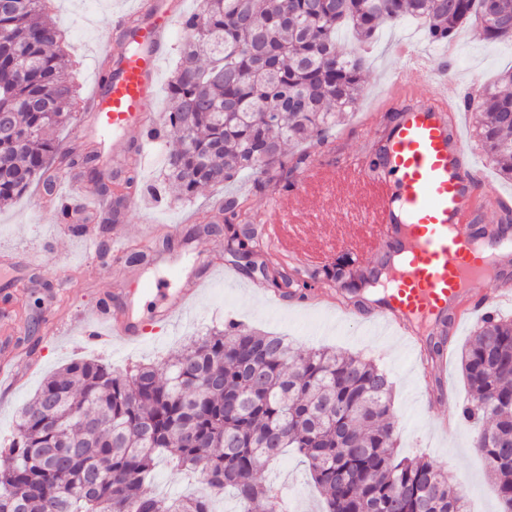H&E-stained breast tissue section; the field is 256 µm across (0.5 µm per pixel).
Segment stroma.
I'll return each instance as SVG.
<instances>
[{
	"label": "stroma",
	"mask_w": 512,
	"mask_h": 512,
	"mask_svg": "<svg viewBox=\"0 0 512 512\" xmlns=\"http://www.w3.org/2000/svg\"><path fill=\"white\" fill-rule=\"evenodd\" d=\"M132 8L131 0H51L50 16L65 35L64 50L79 96H87L102 78L101 53L112 43L113 14L128 13ZM405 41L412 52L406 63L426 68V81L451 98L465 89L478 94L499 73L512 68V42L487 41L475 23L465 25L447 48L432 42L415 21L384 23L365 48L363 91L344 124L336 129L341 137L340 152H369L381 142L380 129L360 126L359 121L375 95L406 64L394 52L395 45ZM460 120L466 144L486 177L488 191L512 202V179L502 178L481 150L473 112H461ZM336 193L330 208L307 199L297 203L294 221L303 233L305 246H315L320 237L332 234L337 211L347 212L354 224L365 220L366 203L358 184L337 185ZM223 197L220 187L203 189L191 200L179 199L170 190L158 201L135 196L110 224L109 252L105 255L98 246L57 223L41 188L31 187L16 203L0 208V298L8 300L5 314H0V361L13 358L18 369L27 372L14 388H0V440L10 436L19 410L43 379L71 360L101 359L119 370L138 362L160 363L184 348L191 337L232 318L253 329L285 336L303 352L328 347L373 360L386 369L395 385L394 411L400 424L401 453L422 455L444 464L449 476L461 484L469 512H500L484 462L472 446V430L463 427L447 434L435 430L434 418L424 404L427 393L413 371L407 350L397 338L381 334L369 322L356 321L346 313L337 314L305 300L280 302L262 296L253 289L260 275L238 271L217 275L175 322L154 323V308L176 292L182 279L198 274L199 259L227 262L223 235L203 233L188 245L182 238L193 224L195 213ZM147 221L179 227L180 233L174 238L182 247L178 273H171L148 257L139 266L140 278L135 279L126 277L116 263L113 252L117 248L141 247ZM117 281L134 291L146 283L156 286L142 314L144 335L134 344L119 340L106 346L75 343L77 330L66 323L70 312L93 306ZM476 327V322H468L449 341L451 356L444 382L456 407L469 399L460 355ZM32 354L38 360L33 373L28 370ZM261 477L285 487L297 512H321L320 498L298 458L288 457L263 470Z\"/></svg>",
	"instance_id": "1"
}]
</instances>
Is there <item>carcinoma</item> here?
Masks as SVG:
<instances>
[{
    "instance_id": "1",
    "label": "carcinoma",
    "mask_w": 512,
    "mask_h": 512,
    "mask_svg": "<svg viewBox=\"0 0 512 512\" xmlns=\"http://www.w3.org/2000/svg\"><path fill=\"white\" fill-rule=\"evenodd\" d=\"M47 0L0 7V205L43 187L71 233L75 197H55V179L77 171L118 206L139 190L102 174L97 149L76 153L45 136L76 115L62 33ZM422 21L448 43L470 21L485 39L512 40V0H201L181 21L190 39L169 81L167 134L178 145L165 180L185 200L242 172L279 183L307 158L285 145L323 144L362 92L363 59L336 41L348 25L366 43L380 25ZM489 161L512 179V70L469 102ZM245 199L224 197V252L247 271L258 253L239 233ZM359 288L339 259L319 271ZM266 282L303 300L279 268ZM472 399L462 419L493 477L501 512H512V319L487 316L461 351ZM388 373L362 357L302 354L286 338L233 320L194 340L171 361L118 371L74 360L46 377L0 447V512H214L212 494L168 499L149 479L167 457L230 494L239 512L275 509L278 488L260 471L293 448L308 466L324 512H466L464 494L436 461L399 456Z\"/></svg>"
}]
</instances>
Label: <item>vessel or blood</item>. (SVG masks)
I'll return each instance as SVG.
<instances>
[{"label": "vessel or blood", "instance_id": "b4317fda", "mask_svg": "<svg viewBox=\"0 0 512 512\" xmlns=\"http://www.w3.org/2000/svg\"><path fill=\"white\" fill-rule=\"evenodd\" d=\"M180 0H136L133 19L113 16L117 46L111 51L112 84L96 89L84 103L92 126L113 130L112 150L137 163L138 152L164 134L146 107L157 91V77L170 46L173 25L181 17ZM395 101L398 119L375 159L350 155L344 170L354 173L371 198L368 223L352 226L350 235L325 240L324 250L361 246L376 258L395 255L389 286L371 320L401 336L415 351L420 380L427 388L428 407L446 401L441 377L447 353L432 356L422 347V326L457 332L459 326L491 306L512 300V235L499 222V199L487 192L474 172L464 144L458 100L438 95L431 86L397 80L382 89L373 123L388 101ZM324 165L313 162L307 177L288 193H275L273 208L285 199L308 192L310 176ZM274 240V256L293 257L296 230L271 221L261 226ZM492 279V293L477 291L478 282ZM203 276L186 281L179 291L154 310L157 321H171L180 307L199 292ZM136 303L123 289H113L97 308L102 343L113 337H141Z\"/></svg>", "mask_w": 512, "mask_h": 512}]
</instances>
